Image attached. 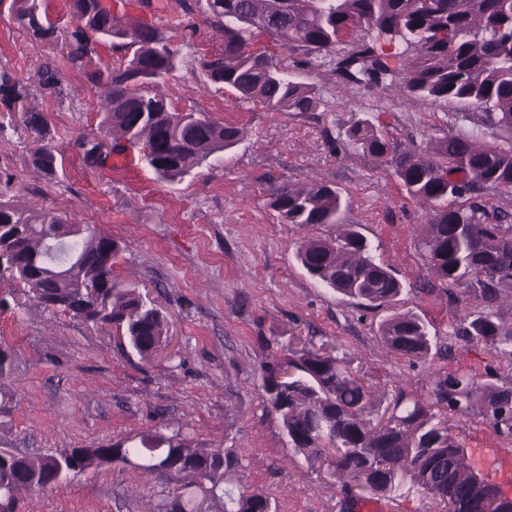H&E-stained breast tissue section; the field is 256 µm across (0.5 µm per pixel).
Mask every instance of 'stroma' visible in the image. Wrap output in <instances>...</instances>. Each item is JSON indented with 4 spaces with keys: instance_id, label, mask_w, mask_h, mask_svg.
<instances>
[{
    "instance_id": "35a3bbf8",
    "label": "stroma",
    "mask_w": 512,
    "mask_h": 512,
    "mask_svg": "<svg viewBox=\"0 0 512 512\" xmlns=\"http://www.w3.org/2000/svg\"><path fill=\"white\" fill-rule=\"evenodd\" d=\"M131 24L158 28L177 53L175 69L150 85L180 112L235 124L231 150L175 182L158 180L133 153V171L87 164L78 136L99 141L103 88L72 66L59 43H37L0 0V71L30 84L63 158L56 179L29 161L34 136L19 116L0 111V197L38 204L94 226L124 247L115 275L162 308L169 322L164 353L144 361L122 351L109 324H86L37 307L23 293L0 310V346L11 364L0 383L12 411L0 417V448L50 452L121 442L156 426L203 448H233L244 485L271 495L278 512H344L341 483L313 472L289 448L278 414L268 409L261 367L314 345L346 357L378 391L406 388L427 396L434 374L464 373L481 384L512 386V363L488 347L461 345L462 315L484 306L478 290L440 283L418 242L426 211L393 170L333 141L352 117L378 116L401 149L421 151L473 122L454 106L419 110L399 87L341 92L327 68L300 76L316 87L315 112H271L205 87L200 62L224 34L206 18V0H103ZM59 81L38 83L43 65ZM326 182L340 191L342 224L354 226L373 255L404 284L399 310L423 318L437 342L410 361L388 353L378 328L388 309H373L319 285L300 266L305 237H334L335 227L281 222L270 208L274 185ZM471 465L497 475L512 469V433L494 430L481 407L451 416ZM168 481L105 466L43 492H22V512H151Z\"/></svg>"
}]
</instances>
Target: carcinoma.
<instances>
[{
	"label": "carcinoma",
	"mask_w": 512,
	"mask_h": 512,
	"mask_svg": "<svg viewBox=\"0 0 512 512\" xmlns=\"http://www.w3.org/2000/svg\"><path fill=\"white\" fill-rule=\"evenodd\" d=\"M34 0H13L17 20L36 42L59 40L60 30ZM209 18L224 32V46L202 61L206 83L273 112H315L314 86L298 81L297 70L326 66L340 88L384 90L400 82L407 100L420 107L452 103L478 119L477 131L451 135L425 150H401L378 117L354 118L343 145L388 164L408 197L429 209L419 249L441 282L478 288L487 308L463 314L456 336L481 342L512 358V326L491 310L501 288L512 285V254L495 243L512 235V224L490 215L474 193L512 188V142L479 144L480 132L512 131V0H207ZM77 21L67 59L74 67L97 53L101 43L130 52L126 64L103 63L86 74L105 87L103 143L82 138L86 160L136 147L160 179H182L194 166L233 148L241 130L194 112H177L145 90L168 75L177 52L156 27H129L102 0H72ZM27 86L0 72V103L27 130L46 135V122ZM31 163L53 179L63 160L43 145ZM462 199L464 203L456 204ZM269 206L300 228L339 224L342 196L328 183L271 188ZM11 251L0 272L8 273L38 306L89 323H108L141 358L151 360L167 339L160 309L134 288H121L114 275L120 242L88 224L0 198V239ZM296 259L309 276L337 293L374 308H392L403 291L394 269L372 255L367 239L341 228L336 237L311 238ZM388 351L409 360L426 356L433 338L422 318L394 311L379 325ZM263 397L279 414L288 445L342 476L343 493L357 502L353 487L379 499L422 489L448 512H497L477 491L486 478L467 464L465 448L444 423V412L467 413L479 403L498 432L512 431V386H480L469 377L446 374L432 381L424 401L399 389L375 392L365 373L345 358L312 348L291 352L262 368ZM114 463L141 473L165 475L178 485L155 512H276L272 497L234 482L242 458L233 448H196L180 434L156 427L138 442L61 448L24 455L0 448V512H18L24 490L54 488L89 469Z\"/></svg>",
	"instance_id": "1"
}]
</instances>
